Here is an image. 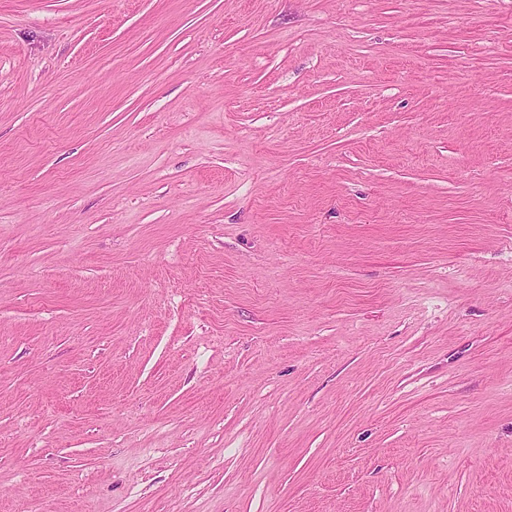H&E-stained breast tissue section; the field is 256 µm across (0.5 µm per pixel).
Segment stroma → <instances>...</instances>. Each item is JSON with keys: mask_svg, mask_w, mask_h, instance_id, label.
<instances>
[{"mask_svg": "<svg viewBox=\"0 0 512 512\" xmlns=\"http://www.w3.org/2000/svg\"><path fill=\"white\" fill-rule=\"evenodd\" d=\"M0 512H512V0H0Z\"/></svg>", "mask_w": 512, "mask_h": 512, "instance_id": "35a3bbf8", "label": "stroma"}]
</instances>
